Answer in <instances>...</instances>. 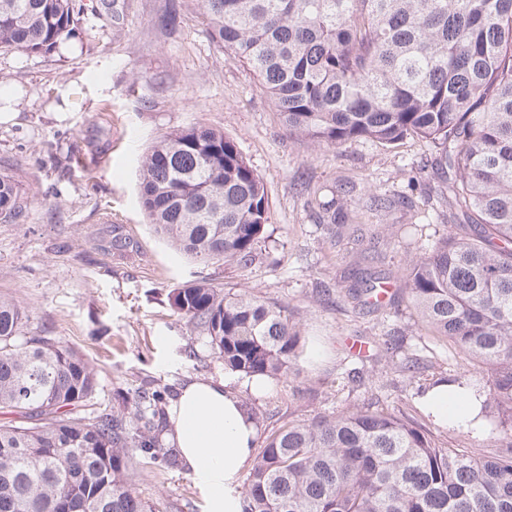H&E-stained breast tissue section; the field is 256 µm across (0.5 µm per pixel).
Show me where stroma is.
Here are the masks:
<instances>
[{
  "label": "stroma",
  "instance_id": "obj_1",
  "mask_svg": "<svg viewBox=\"0 0 512 512\" xmlns=\"http://www.w3.org/2000/svg\"><path fill=\"white\" fill-rule=\"evenodd\" d=\"M81 2L79 35L58 52L0 51V86L17 98L14 119L0 122V166L21 176L28 196L22 223H0V294L24 310L26 335L56 337L95 365L99 389L87 411L118 406L140 386L174 392L229 377L262 437L356 406L427 423L416 382L382 351L390 335L422 377L443 372L486 386L482 370L418 325L405 300L382 313L347 293L350 270L399 280L409 259L459 222L432 145L296 140L256 76L211 40L191 0ZM175 2L176 26H161ZM193 124L234 138L264 182L270 237L252 263L190 259L147 221L140 159L163 133ZM340 190L347 216L337 238L317 213ZM375 196L391 206L374 207ZM116 236L126 249H113ZM201 280L288 306L303 337L296 371L260 393L230 374L170 307L173 289ZM322 287L329 296H319ZM356 342L365 354L353 352ZM133 480L154 512H205V492L183 466L141 462Z\"/></svg>",
  "mask_w": 512,
  "mask_h": 512
}]
</instances>
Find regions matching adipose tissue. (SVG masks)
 I'll list each match as a JSON object with an SVG mask.
<instances>
[{
  "instance_id": "1",
  "label": "adipose tissue",
  "mask_w": 512,
  "mask_h": 512,
  "mask_svg": "<svg viewBox=\"0 0 512 512\" xmlns=\"http://www.w3.org/2000/svg\"><path fill=\"white\" fill-rule=\"evenodd\" d=\"M422 403L439 423L481 428L482 396L476 387L447 383L428 389ZM169 420V437L186 472L206 490V512H241L237 479L253 461L257 428L231 382L185 384Z\"/></svg>"
}]
</instances>
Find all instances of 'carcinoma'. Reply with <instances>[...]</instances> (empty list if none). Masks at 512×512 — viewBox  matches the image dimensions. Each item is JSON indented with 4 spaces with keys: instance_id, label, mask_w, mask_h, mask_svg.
I'll return each instance as SVG.
<instances>
[{
    "instance_id": "cac0c4a2",
    "label": "carcinoma",
    "mask_w": 512,
    "mask_h": 512,
    "mask_svg": "<svg viewBox=\"0 0 512 512\" xmlns=\"http://www.w3.org/2000/svg\"><path fill=\"white\" fill-rule=\"evenodd\" d=\"M208 33L250 69L292 136L326 147L408 137L436 149L461 221L409 261L418 322L489 373L478 418L490 455L450 448L385 409L290 422L267 435L242 512H512V0H194ZM76 0H0V50L52 54L76 36ZM26 190L0 172V220ZM139 197L156 232L200 262H246L267 240L269 200L224 131L164 133L142 156ZM380 281L348 289L372 299ZM173 312L200 328L224 367L287 375L301 336L285 305L205 282L176 288ZM0 297V512H152L133 456L160 447L165 392L88 415L98 373L75 347L23 333Z\"/></svg>"
}]
</instances>
